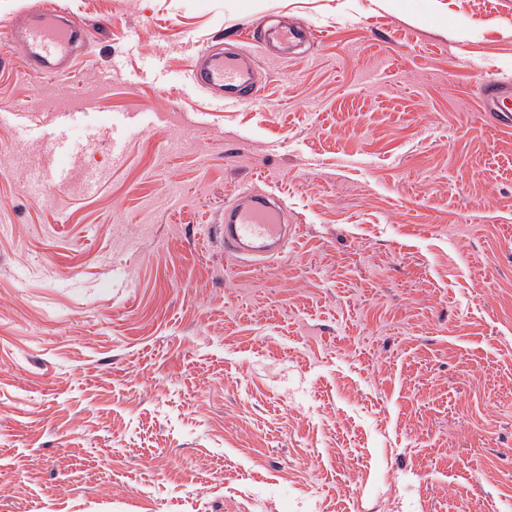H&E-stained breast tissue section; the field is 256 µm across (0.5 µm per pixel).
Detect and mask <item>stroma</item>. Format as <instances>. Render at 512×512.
I'll return each instance as SVG.
<instances>
[{
  "label": "stroma",
  "mask_w": 512,
  "mask_h": 512,
  "mask_svg": "<svg viewBox=\"0 0 512 512\" xmlns=\"http://www.w3.org/2000/svg\"><path fill=\"white\" fill-rule=\"evenodd\" d=\"M35 2L0 0V512H512V129L478 95L512 0H64L61 77L9 37ZM214 40L246 100L192 82ZM244 185L296 227L274 261L224 253Z\"/></svg>",
  "instance_id": "35a3bbf8"
}]
</instances>
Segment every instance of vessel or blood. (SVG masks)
Returning a JSON list of instances; mask_svg holds the SVG:
<instances>
[{
	"instance_id": "obj_1",
	"label": "vessel or blood",
	"mask_w": 512,
	"mask_h": 512,
	"mask_svg": "<svg viewBox=\"0 0 512 512\" xmlns=\"http://www.w3.org/2000/svg\"><path fill=\"white\" fill-rule=\"evenodd\" d=\"M64 15L57 0H38L12 29V39L23 47L30 70L43 76L69 73L73 46L87 40L88 33L68 25ZM191 77L201 88L222 92L225 101L235 102L256 83L257 69L245 55L212 47L193 62ZM216 221L223 226L225 251L237 258L267 261L284 254L288 246L284 208L271 192L244 187Z\"/></svg>"
}]
</instances>
